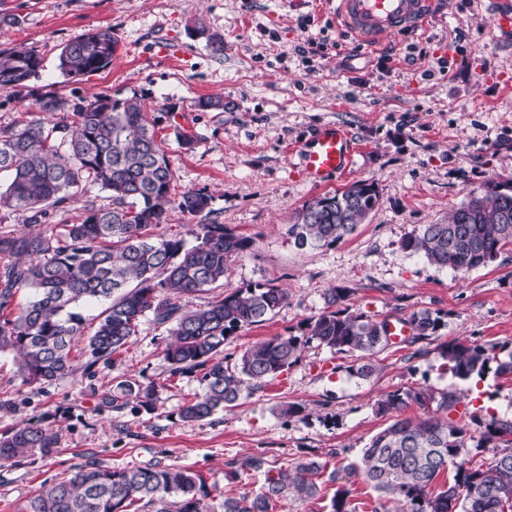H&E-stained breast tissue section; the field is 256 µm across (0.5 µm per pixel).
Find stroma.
I'll use <instances>...</instances> for the list:
<instances>
[{
  "instance_id": "stroma-1",
  "label": "stroma",
  "mask_w": 512,
  "mask_h": 512,
  "mask_svg": "<svg viewBox=\"0 0 512 512\" xmlns=\"http://www.w3.org/2000/svg\"><path fill=\"white\" fill-rule=\"evenodd\" d=\"M488 0H435L424 27L361 41L324 11L322 0H0V48L37 50L44 68L34 92L70 104L106 94L140 98L158 119L174 174L173 191L206 190L212 220L250 238L253 246L228 263L224 284L182 296L200 308L224 292L271 282L288 302L268 320L233 333L230 359L266 338L299 336L322 313L328 290L344 304L398 320L439 313L443 325L424 354L389 344L368 379L353 359L312 341L298 359L202 422L182 419L183 404L202 393L200 372L171 375L165 327L144 318L137 336L92 373L76 370L43 385L22 384L11 353H0V435L26 422L50 426L54 452L22 462L0 459V512H29L42 486L70 477L87 460L106 467L157 463L201 474L208 502L255 491L262 476L226 480L228 462L265 455L281 467L303 458L342 469L357 459L388 417L377 401L392 390L424 386L434 394L464 393L469 417L512 420V373L461 381L444 371L441 350L459 340L512 356V246L488 266L459 274L401 248L422 224L443 222L469 193L512 186V39L503 38ZM111 27L119 45L111 66L79 80L57 68L61 48L97 27ZM204 34H197V27ZM224 41L214 52L209 37ZM314 43L316 53L301 54ZM387 67H378L381 56ZM218 97L228 112L193 102ZM344 125L358 146L353 168L325 185L312 184L292 156L324 123ZM198 137L181 149L174 127ZM373 182L378 202L349 237L298 246L289 234L306 203L354 182ZM154 385L153 408L102 407L118 383ZM304 404L301 417L277 407Z\"/></svg>"
}]
</instances>
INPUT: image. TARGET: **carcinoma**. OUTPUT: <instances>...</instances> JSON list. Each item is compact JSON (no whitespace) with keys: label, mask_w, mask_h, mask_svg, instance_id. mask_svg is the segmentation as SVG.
Returning <instances> with one entry per match:
<instances>
[{"label":"carcinoma","mask_w":512,"mask_h":512,"mask_svg":"<svg viewBox=\"0 0 512 512\" xmlns=\"http://www.w3.org/2000/svg\"><path fill=\"white\" fill-rule=\"evenodd\" d=\"M118 49L112 29L100 27L66 43L57 68L70 79L110 66ZM43 58L19 46L0 49V91H32ZM48 117L21 126L0 127V174L10 176L0 188V210L28 214V223L44 224L50 211L98 185L112 193V206L84 207L81 219L67 224L55 237L42 234L3 235L0 255L12 261L0 267V352L15 354L17 374L28 385L42 384L73 371L72 349L85 341L92 372L102 359L122 350L137 335L143 318L168 326L164 356L171 375L204 371L203 392L184 403L180 415L200 422L234 406L244 393L292 365L301 346L295 336H272L250 346L234 363L224 357V344L236 331L259 324L288 302V293L271 283L235 288L204 308L186 309L184 294L200 292L224 281L228 262L246 253L252 241L222 224H196L194 243L168 239L153 230L166 221L171 205L191 217L211 213L212 196L203 189L173 198L170 163L156 138V119L136 96L113 99L96 95L72 106L54 95L36 98ZM375 185L357 181L343 191L307 203L289 233L301 245L332 244L353 233L374 210ZM512 245V188H493L473 196L451 211L442 224H423L406 237L403 250L421 254L433 266L466 274L493 262ZM28 288L26 302L16 301ZM344 290L325 297L329 310L308 320L309 339L338 353L356 356L352 371L370 378L374 356L389 344V321L364 312L339 309ZM106 301L89 332L76 312L85 301ZM406 323L408 345L430 339L442 326L439 313L421 310ZM442 358L451 374L467 381L483 378L490 364L496 372L512 373V355L499 361L487 348L468 342L445 345ZM123 396L145 409L153 408L154 386L119 384ZM462 396L447 392L435 397L424 387L397 389L382 396L378 412L390 423L373 435L358 461L346 466L345 484L331 500L332 512H348L347 485L370 484L407 512H512V420L491 416L476 435L451 418ZM436 404L446 417H400L410 404ZM486 447L504 444L488 463L467 458L468 443ZM52 428L26 424L0 437V459H22L54 451ZM250 471L264 477L258 491L226 497L221 512H273L280 500L293 495L313 498L320 492L316 478L336 471L304 458L273 468L264 455L229 463L225 477L236 480ZM446 477L444 489L433 485ZM209 496L202 476L189 468L159 464L119 468L88 462L74 475L55 483L31 502V512H208Z\"/></svg>","instance_id":"carcinoma-1"}]
</instances>
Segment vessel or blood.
I'll return each mask as SVG.
<instances>
[{"instance_id": "b4317fda", "label": "vessel or blood", "mask_w": 512, "mask_h": 512, "mask_svg": "<svg viewBox=\"0 0 512 512\" xmlns=\"http://www.w3.org/2000/svg\"><path fill=\"white\" fill-rule=\"evenodd\" d=\"M343 26L367 42H378L423 26L433 0H327ZM497 28L512 35V0H489ZM356 146L347 128L329 123L318 129L299 149V166L316 184L351 168Z\"/></svg>"}]
</instances>
